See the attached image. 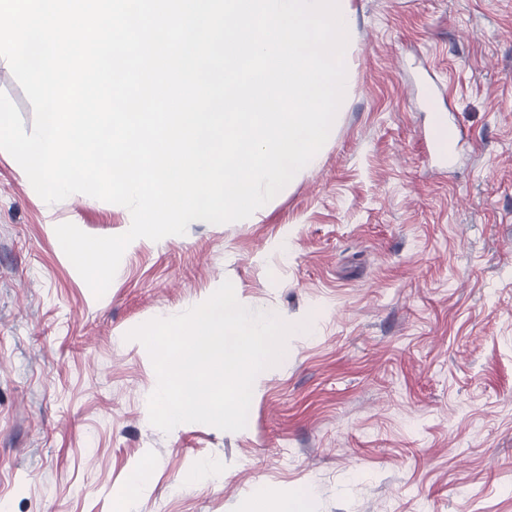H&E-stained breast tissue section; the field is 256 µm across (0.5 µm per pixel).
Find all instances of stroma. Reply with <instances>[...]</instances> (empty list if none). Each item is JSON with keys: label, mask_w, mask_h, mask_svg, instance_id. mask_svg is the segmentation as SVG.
<instances>
[{"label": "stroma", "mask_w": 512, "mask_h": 512, "mask_svg": "<svg viewBox=\"0 0 512 512\" xmlns=\"http://www.w3.org/2000/svg\"><path fill=\"white\" fill-rule=\"evenodd\" d=\"M351 10L349 94L311 163L253 217L134 240L102 297L55 228L119 235L129 210L46 203L0 150V512H512V0ZM226 280L309 330L245 429L163 432L125 335Z\"/></svg>", "instance_id": "1"}]
</instances>
